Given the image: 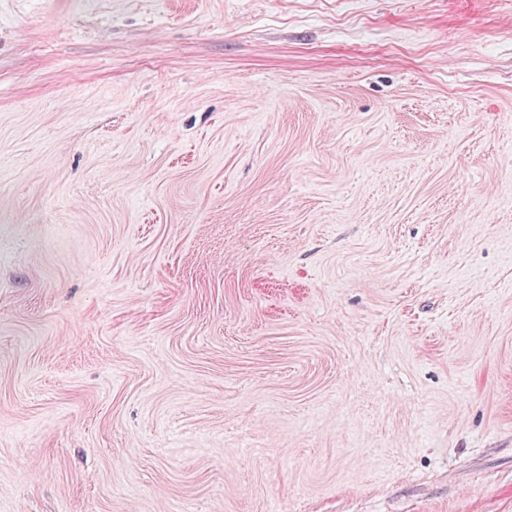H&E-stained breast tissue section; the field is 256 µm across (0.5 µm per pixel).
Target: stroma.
Listing matches in <instances>:
<instances>
[{
	"label": "stroma",
	"instance_id": "1",
	"mask_svg": "<svg viewBox=\"0 0 512 512\" xmlns=\"http://www.w3.org/2000/svg\"><path fill=\"white\" fill-rule=\"evenodd\" d=\"M0 512H512V0H0Z\"/></svg>",
	"mask_w": 512,
	"mask_h": 512
}]
</instances>
